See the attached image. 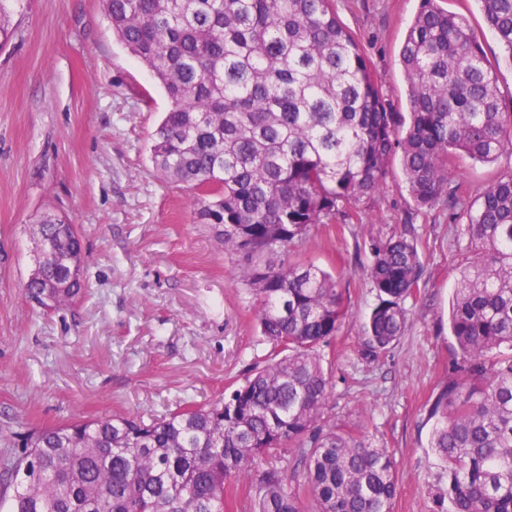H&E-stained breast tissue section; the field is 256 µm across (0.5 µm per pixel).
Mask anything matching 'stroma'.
Here are the masks:
<instances>
[{"label":"stroma","instance_id":"obj_1","mask_svg":"<svg viewBox=\"0 0 512 512\" xmlns=\"http://www.w3.org/2000/svg\"><path fill=\"white\" fill-rule=\"evenodd\" d=\"M466 14L512 97V61L479 0H442ZM382 83L392 111L408 109L399 62L420 0H335ZM170 103L150 71L112 34L102 0H12L0 41V451L29 427L131 415L151 420L183 402L228 398L271 349L257 303L232 275L218 227L193 221L187 190L158 177L151 134ZM512 158L465 161L448 185L468 200ZM362 223L311 228L293 253L338 275L348 315L322 347L330 379L324 417L362 428L393 454L392 512H430V404L457 347L453 292L470 254L465 220L440 197L417 209L399 165L364 205ZM52 213L77 224L87 295L45 310L23 286L34 268L32 224ZM397 232L418 246L422 274L403 336L386 352L361 347L378 301L366 276L369 243Z\"/></svg>","mask_w":512,"mask_h":512}]
</instances>
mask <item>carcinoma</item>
Here are the masks:
<instances>
[{"label":"carcinoma","mask_w":512,"mask_h":512,"mask_svg":"<svg viewBox=\"0 0 512 512\" xmlns=\"http://www.w3.org/2000/svg\"><path fill=\"white\" fill-rule=\"evenodd\" d=\"M479 2L512 60V0ZM105 12L171 103L152 162L191 191L196 223L224 225L272 351L222 403L28 431L20 455L0 457V512H391L393 454L324 419L320 350L346 316L341 279L282 256L314 224L361 221L397 156L420 208L457 161L512 157V103L468 18L421 0L400 51L404 114L388 111L334 0H105ZM449 198L475 248L448 319L460 361L429 414L431 512H512V170L470 205ZM33 234L51 250L24 294L48 309L80 300L75 225L46 215ZM370 252L363 347L377 354L405 331L421 259L402 234ZM290 446L304 449L300 478Z\"/></svg>","instance_id":"cac0c4a2"}]
</instances>
